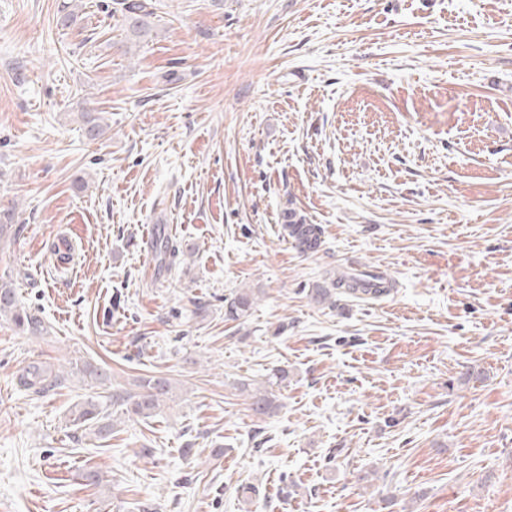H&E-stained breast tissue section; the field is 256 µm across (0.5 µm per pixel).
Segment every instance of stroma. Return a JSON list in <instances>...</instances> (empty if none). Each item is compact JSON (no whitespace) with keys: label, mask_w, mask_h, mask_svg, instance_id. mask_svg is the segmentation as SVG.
<instances>
[{"label":"stroma","mask_w":512,"mask_h":512,"mask_svg":"<svg viewBox=\"0 0 512 512\" xmlns=\"http://www.w3.org/2000/svg\"><path fill=\"white\" fill-rule=\"evenodd\" d=\"M75 2L0 0V283L49 327L0 316V512H512V0H155L136 44ZM159 374L157 415L74 425ZM282 228L290 236L296 247L304 253L315 252L320 246L318 228L314 224H306L305 218L298 216L294 209L283 213ZM255 298L247 289L239 290L234 297L227 300L224 307V317L232 321L245 322L251 316ZM61 382L62 379L59 376L50 378L38 365L28 366L20 377V383L36 393L49 391ZM249 406L256 415L271 416L279 408L275 395L266 386H256L248 390ZM107 411V404L104 406L103 403L99 401L88 400L81 406L73 422L80 427L88 426L90 428L95 426L98 433L102 434L108 431L109 428V425L100 424V421L104 419L105 415H108Z\"/></svg>","instance_id":"1"}]
</instances>
